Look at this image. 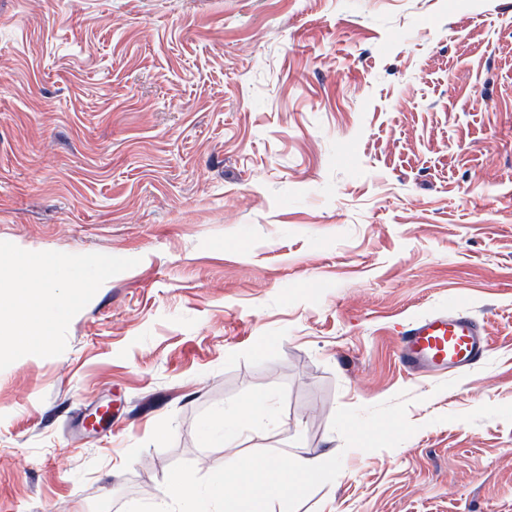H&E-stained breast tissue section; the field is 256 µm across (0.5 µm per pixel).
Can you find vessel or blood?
Instances as JSON below:
<instances>
[{"mask_svg":"<svg viewBox=\"0 0 512 512\" xmlns=\"http://www.w3.org/2000/svg\"><path fill=\"white\" fill-rule=\"evenodd\" d=\"M488 356L483 324L456 308L414 320L397 344L398 360L412 376L461 374Z\"/></svg>","mask_w":512,"mask_h":512,"instance_id":"1","label":"vessel or blood"}]
</instances>
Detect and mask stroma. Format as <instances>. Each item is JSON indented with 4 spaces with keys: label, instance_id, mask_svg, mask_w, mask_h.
Returning a JSON list of instances; mask_svg holds the SVG:
<instances>
[{
    "label": "stroma",
    "instance_id": "stroma-1",
    "mask_svg": "<svg viewBox=\"0 0 512 512\" xmlns=\"http://www.w3.org/2000/svg\"><path fill=\"white\" fill-rule=\"evenodd\" d=\"M64 317L0 353V512L159 503L208 408L282 385L297 512H512V0H0V289ZM463 305L488 359L408 377ZM416 432L345 448L399 393ZM98 430L73 422L97 407ZM29 272L35 288L38 289L34 298H26L24 303L15 309V320L34 332L33 329L39 324L46 307L54 306L58 314L63 315L68 304L56 291V274L49 264L43 263Z\"/></svg>",
    "mask_w": 512,
    "mask_h": 512
}]
</instances>
